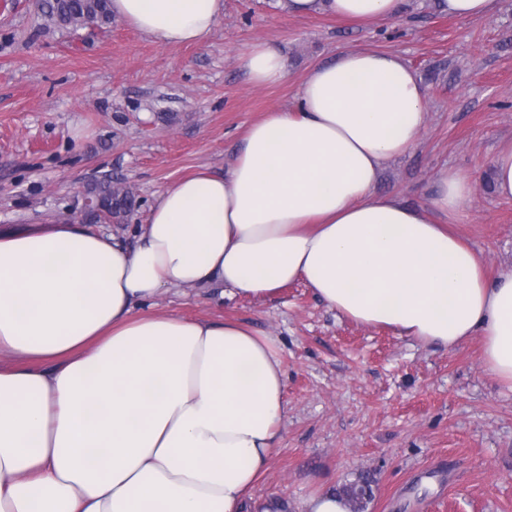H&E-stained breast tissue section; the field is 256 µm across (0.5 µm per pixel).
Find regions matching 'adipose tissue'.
Returning a JSON list of instances; mask_svg holds the SVG:
<instances>
[{
	"label": "adipose tissue",
	"instance_id": "ef3b65f1",
	"mask_svg": "<svg viewBox=\"0 0 512 512\" xmlns=\"http://www.w3.org/2000/svg\"><path fill=\"white\" fill-rule=\"evenodd\" d=\"M357 24L403 0H278ZM165 45L203 43L224 0H112ZM254 84L286 62L259 41ZM400 55L314 66L294 108L253 123L233 165L168 185L133 238L72 221L0 230V512H242L288 416L277 341L151 303L212 288L263 299L302 280L337 314L456 349L482 339L512 390V271L487 277L449 230L474 178L441 169L425 206L375 186L426 123Z\"/></svg>",
	"mask_w": 512,
	"mask_h": 512
}]
</instances>
